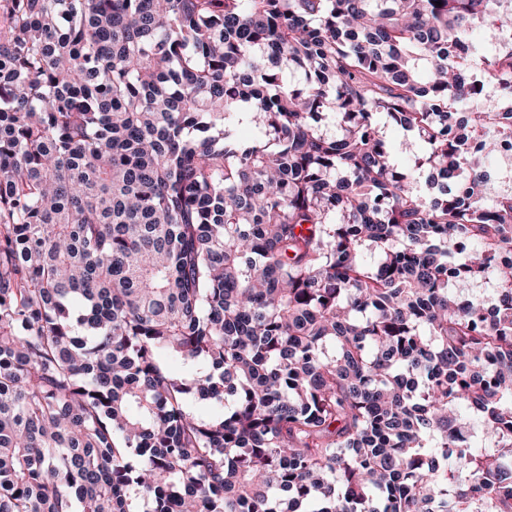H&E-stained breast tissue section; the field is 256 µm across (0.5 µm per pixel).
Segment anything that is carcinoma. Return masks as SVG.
Masks as SVG:
<instances>
[{"label": "carcinoma", "instance_id": "carcinoma-1", "mask_svg": "<svg viewBox=\"0 0 512 512\" xmlns=\"http://www.w3.org/2000/svg\"><path fill=\"white\" fill-rule=\"evenodd\" d=\"M477 26L512 0H0V512H512ZM386 141L397 163L403 167H407L409 161L407 160L408 154L403 152L402 148L404 149L406 146L407 151L410 148L411 152L418 154H421L423 151V145L419 140L416 142L411 136L407 137L406 132L396 125L388 126L386 130ZM405 142L407 145H403Z\"/></svg>", "mask_w": 512, "mask_h": 512}]
</instances>
